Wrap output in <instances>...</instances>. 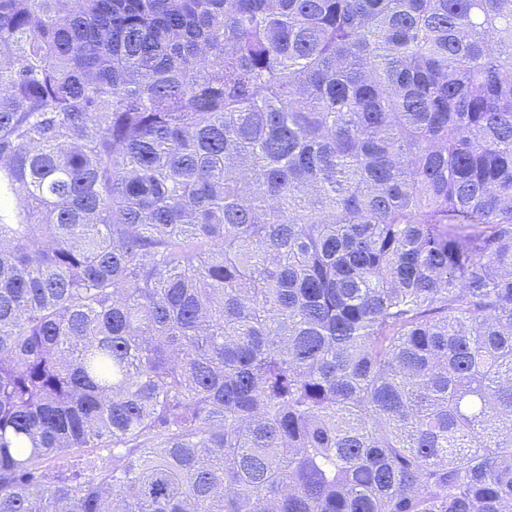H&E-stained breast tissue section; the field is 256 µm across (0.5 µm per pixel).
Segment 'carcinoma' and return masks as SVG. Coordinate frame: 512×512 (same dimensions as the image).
I'll use <instances>...</instances> for the list:
<instances>
[{"label":"carcinoma","mask_w":512,"mask_h":512,"mask_svg":"<svg viewBox=\"0 0 512 512\" xmlns=\"http://www.w3.org/2000/svg\"><path fill=\"white\" fill-rule=\"evenodd\" d=\"M0 512H512V0H0Z\"/></svg>","instance_id":"1"}]
</instances>
